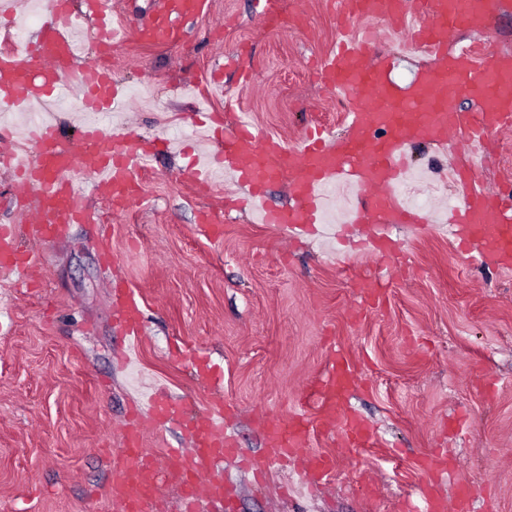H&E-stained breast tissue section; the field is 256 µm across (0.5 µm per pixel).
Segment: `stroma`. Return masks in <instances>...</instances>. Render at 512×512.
Segmentation results:
<instances>
[{
	"label": "stroma",
	"instance_id": "1",
	"mask_svg": "<svg viewBox=\"0 0 512 512\" xmlns=\"http://www.w3.org/2000/svg\"><path fill=\"white\" fill-rule=\"evenodd\" d=\"M213 2L181 44L114 53L135 109L105 123L177 145L141 173L127 211L113 215L94 197L100 223L71 225L45 245L15 228L41 264L27 286L0 273V512H113L106 486L120 424L163 387L191 421L221 395L243 458H262L261 417L288 420L338 357L357 377L345 406L374 442L324 434L310 411L312 451L336 458L325 483L305 482L294 463L270 466L259 484L229 462V504L201 512H429L427 482L448 495L467 485L475 512H512V268L462 252L450 234L441 172L451 154L409 149L412 169L427 173L414 193L430 222L393 225L401 263L367 256L354 224L283 242L234 201L212 234L198 221L208 200L180 178L207 146L190 132L193 98L174 94L173 81L205 79L235 56L260 83L225 71L230 90L214 111L289 145L313 123L346 131L312 68L336 38L327 0H281L279 25L255 18L251 0ZM301 8L308 35L286 24ZM486 155L490 188L508 196L512 136L489 141ZM121 288L142 297L144 338L130 348L114 311ZM198 357L222 372L220 393L196 374ZM426 457L453 466L427 473Z\"/></svg>",
	"mask_w": 512,
	"mask_h": 512
}]
</instances>
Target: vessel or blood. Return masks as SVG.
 Here are the masks:
<instances>
[{
    "mask_svg": "<svg viewBox=\"0 0 512 512\" xmlns=\"http://www.w3.org/2000/svg\"><path fill=\"white\" fill-rule=\"evenodd\" d=\"M495 0H331L336 15V43L320 64L323 88L347 104L346 135L329 137L325 127H307L296 145L262 135L239 123L224 135V148L206 164L186 167L181 178L196 193L209 194V171L234 172L243 203L258 211L262 223L276 225L294 236L314 229L322 221L323 190L341 185L369 194L372 205L357 209L352 221L368 225L364 244L368 254L381 252L388 230L395 224H424V214L404 207L397 192L409 168L406 148L422 142L457 149L465 143L478 149L483 137L512 127V55L493 52L479 60L460 46L458 33L490 26ZM85 15L109 47L131 41L175 46L188 35V26L210 15L212 0H152L151 9L137 19L120 16L112 0H82ZM71 0H45L35 39L17 52L0 54V106L25 108L54 98L77 100L88 119L77 141L64 138L56 123L29 129L35 148L34 162L20 160L16 151L0 154V164L14 175L18 213L30 236L43 244L57 240L72 224L93 223L96 210L91 191H104L113 211L125 209L139 193L138 174L156 154L142 146L129 129H112L95 118L131 101L112 77L111 66L83 61L72 25ZM394 50L380 55L385 44ZM410 54L429 57L431 66L418 70L408 84L392 77L397 59ZM469 99L473 113L459 112L460 99ZM461 188L459 202L448 222L460 247L478 249L482 256L512 266V204L491 192L483 167L458 163L452 169ZM88 180L91 191L79 189ZM287 181L292 197L284 210L271 209L264 189ZM40 254L20 253L12 232L0 229V271L15 279L29 278ZM141 296L122 289L118 321L126 339H139L143 331ZM350 381L348 366L337 360L316 387L318 412L328 425L349 438L369 442L372 433L352 416H342L340 401ZM224 403L210 402L203 417L189 431L186 448L154 453L142 446L146 428L164 429L181 421L179 402L153 396L126 422L123 448L112 456L108 492L115 512H144L164 485L179 486L187 512L199 503L224 499V463L237 458L232 434L224 429ZM267 461H304V475L323 479L333 472L330 456L310 449L309 419L292 415L288 422L269 426ZM431 512H471L466 487L453 497L427 492Z\"/></svg>",
    "mask_w": 512,
    "mask_h": 512,
    "instance_id": "obj_1",
    "label": "vessel or blood"
}]
</instances>
